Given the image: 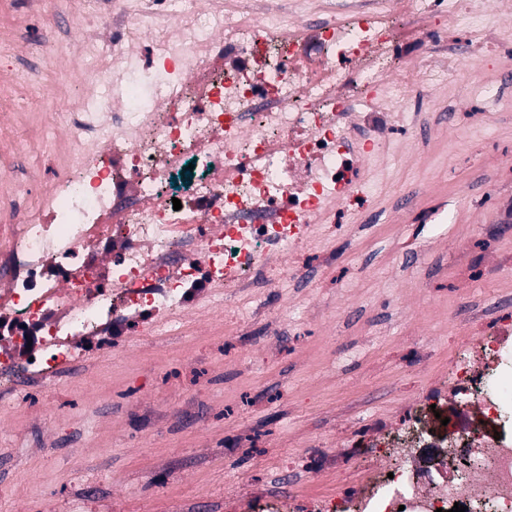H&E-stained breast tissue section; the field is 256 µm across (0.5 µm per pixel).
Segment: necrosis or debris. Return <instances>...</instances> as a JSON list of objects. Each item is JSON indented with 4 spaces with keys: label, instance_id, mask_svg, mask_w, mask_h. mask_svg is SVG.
<instances>
[{
    "label": "necrosis or debris",
    "instance_id": "4bbe7bcc",
    "mask_svg": "<svg viewBox=\"0 0 512 512\" xmlns=\"http://www.w3.org/2000/svg\"><path fill=\"white\" fill-rule=\"evenodd\" d=\"M429 0H396L342 19L216 15L204 0H178L141 50L143 20L108 65L78 55L70 77L109 96L71 105L45 129L47 148L66 139L76 177L49 190L14 182L45 200L37 217L0 225V393L45 380L117 348L148 327L164 335L187 314L191 288H248L287 277L327 198L354 202L383 92L405 108L433 72L399 57L405 18ZM208 168L174 209L161 186L189 157ZM470 313L465 360L451 377L459 404L433 421L439 395L416 398L404 461L365 476L352 493L312 499L248 498L249 512H512V317L491 330Z\"/></svg>",
    "mask_w": 512,
    "mask_h": 512
}]
</instances>
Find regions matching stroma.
I'll list each match as a JSON object with an SVG mask.
<instances>
[{"label":"stroma","instance_id":"stroma-1","mask_svg":"<svg viewBox=\"0 0 512 512\" xmlns=\"http://www.w3.org/2000/svg\"><path fill=\"white\" fill-rule=\"evenodd\" d=\"M490 10L492 36L437 75L412 109L421 158L397 142L375 161L387 187L364 208L337 214L282 287L258 282L194 312L186 329L132 337L96 370L48 379L42 394L0 399V512H226L239 486L315 496L356 488L385 461L366 442L402 426L412 391L447 384L463 353L465 318L480 308L512 314V4ZM125 0H0V32L24 42L78 45L91 25L122 18ZM500 87L491 105L467 74ZM55 62L0 57V77L34 112L0 139V161L36 181L59 177L40 124L79 88L48 95ZM299 457L282 477V459Z\"/></svg>","mask_w":512,"mask_h":512}]
</instances>
